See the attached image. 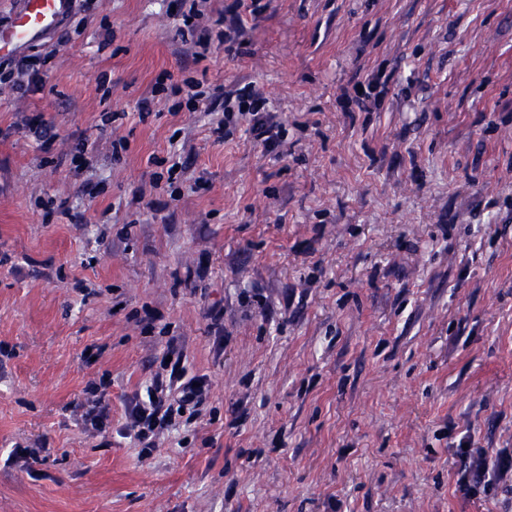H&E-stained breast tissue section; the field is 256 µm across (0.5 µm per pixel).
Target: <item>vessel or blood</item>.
I'll use <instances>...</instances> for the list:
<instances>
[{"label": "vessel or blood", "mask_w": 512, "mask_h": 512, "mask_svg": "<svg viewBox=\"0 0 512 512\" xmlns=\"http://www.w3.org/2000/svg\"><path fill=\"white\" fill-rule=\"evenodd\" d=\"M71 8L72 0H17L11 23L0 27V52L16 54L45 43Z\"/></svg>", "instance_id": "1"}]
</instances>
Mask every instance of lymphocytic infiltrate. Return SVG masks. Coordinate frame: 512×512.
<instances>
[{"mask_svg":"<svg viewBox=\"0 0 512 512\" xmlns=\"http://www.w3.org/2000/svg\"><path fill=\"white\" fill-rule=\"evenodd\" d=\"M209 0H189L175 13L179 31L189 34L195 48L208 50L211 30L217 26L208 5ZM247 126L254 139L265 152L283 156L287 150L286 122L280 113L267 109L262 94L252 84L236 90L234 97L224 100L222 118L213 121L209 134L214 142L223 143L232 139L239 126ZM169 358L160 362L144 393L133 394L124 404L123 421L113 425L110 410L105 401L106 384L91 385L88 397L81 406L80 419L86 430L103 434L117 430L119 435L138 441L140 459H150L157 449L161 436L175 427L180 417L196 416L204 404L209 389L207 375H187L184 367V348L172 345ZM512 474V458L500 457L495 467H488L483 455L471 458L468 468L462 471L458 484L467 493H476L479 488L498 484Z\"/></svg>","mask_w":512,"mask_h":512,"instance_id":"obj_1","label":"lymphocytic infiltrate"}]
</instances>
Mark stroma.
Instances as JSON below:
<instances>
[{"instance_id": "obj_1", "label": "stroma", "mask_w": 512, "mask_h": 512, "mask_svg": "<svg viewBox=\"0 0 512 512\" xmlns=\"http://www.w3.org/2000/svg\"><path fill=\"white\" fill-rule=\"evenodd\" d=\"M262 3L198 61L170 0H83L42 86L0 84V455L46 446L0 467V512H512V481L456 486L464 434L512 451V0ZM200 76L260 86L287 155L171 97L140 120ZM173 337L199 416L146 461L86 431V387L121 423ZM182 86L177 83H172L166 86L163 83L156 84L151 92L150 97L142 98L138 103L139 117L141 120L147 119L153 112L154 101L157 95H180L183 92Z\"/></svg>"}]
</instances>
